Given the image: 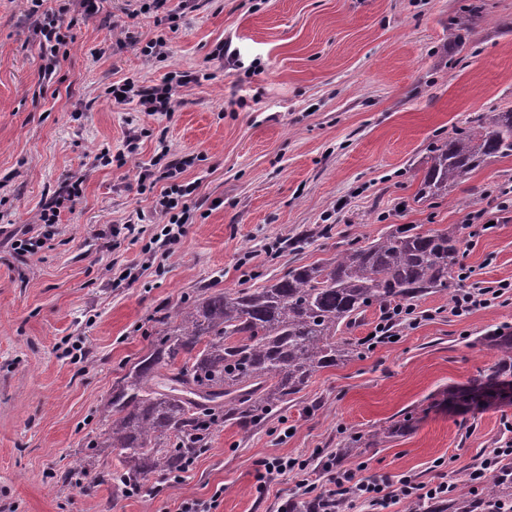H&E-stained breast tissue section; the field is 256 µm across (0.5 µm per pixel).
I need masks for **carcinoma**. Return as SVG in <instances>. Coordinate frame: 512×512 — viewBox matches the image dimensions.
I'll return each mask as SVG.
<instances>
[{"instance_id":"cac0c4a2","label":"carcinoma","mask_w":512,"mask_h":512,"mask_svg":"<svg viewBox=\"0 0 512 512\" xmlns=\"http://www.w3.org/2000/svg\"><path fill=\"white\" fill-rule=\"evenodd\" d=\"M504 156H512V109L482 112L433 148L419 198L447 196L477 168ZM462 243L458 224L427 231L395 225L376 238L354 237L324 260L292 263L256 288L213 292L178 309L177 325L158 333L100 409L96 447L120 462L106 481L124 492L153 473H183L224 423L248 432L294 401L318 372L356 354L344 334L368 310L451 292L452 274L463 266ZM479 342L497 356L495 365L448 385L430 407L512 398V326ZM418 421L417 411H406L387 431L409 433ZM510 471L507 462L479 496L455 493L432 507L512 512Z\"/></svg>"}]
</instances>
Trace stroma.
Listing matches in <instances>:
<instances>
[{"label": "stroma", "instance_id": "obj_1", "mask_svg": "<svg viewBox=\"0 0 512 512\" xmlns=\"http://www.w3.org/2000/svg\"><path fill=\"white\" fill-rule=\"evenodd\" d=\"M482 2L461 41L471 0H194L173 30L138 0H104L90 19L78 0H43L47 12L68 5L72 19L46 80L30 0H0V512H177L213 497L216 512H278L299 493L284 481L257 493L254 460L317 451L380 480L466 488V469L506 438L511 404L428 411L414 431L386 432L491 366L479 337L512 325V303L458 318L444 292L416 302L434 318L320 371L249 433L225 424L182 480L156 474L139 495L121 494L102 479L117 456L93 444L123 366L162 329L158 311L260 286L393 224L463 223L486 192L512 183V156L495 158L449 199L416 197L438 141L474 114L512 108V0ZM160 34L166 56H142L138 42ZM219 44L224 56L212 58ZM178 70L207 79L179 89L167 116L113 106L107 93L127 77L153 86ZM132 132L136 156L97 165L100 149L123 152ZM156 161L184 163L182 180L199 185L164 260L149 245L164 222L154 206L165 183L138 180ZM73 176L82 194L61 210L52 240L19 255L15 240L41 232V209ZM491 217L492 229L464 238L470 281L484 286L512 280V210ZM127 224L138 238L123 236ZM375 430V447H352ZM80 460L82 476L64 480Z\"/></svg>", "mask_w": 512, "mask_h": 512}]
</instances>
